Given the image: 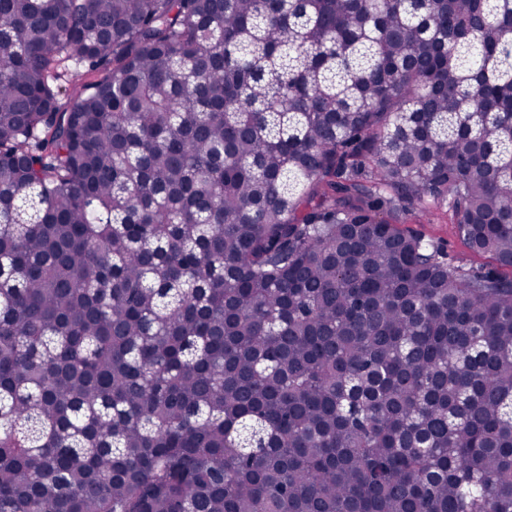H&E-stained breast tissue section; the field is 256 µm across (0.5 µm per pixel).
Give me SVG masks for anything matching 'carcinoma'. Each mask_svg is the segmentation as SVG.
Returning <instances> with one entry per match:
<instances>
[{"instance_id": "carcinoma-1", "label": "carcinoma", "mask_w": 512, "mask_h": 512, "mask_svg": "<svg viewBox=\"0 0 512 512\" xmlns=\"http://www.w3.org/2000/svg\"><path fill=\"white\" fill-rule=\"evenodd\" d=\"M512 0H0V512H512ZM447 208L429 205L423 211H417L404 227L432 238L440 243L448 253V263L465 269H497L495 261L487 255L472 253L460 238L456 224H450Z\"/></svg>"}]
</instances>
